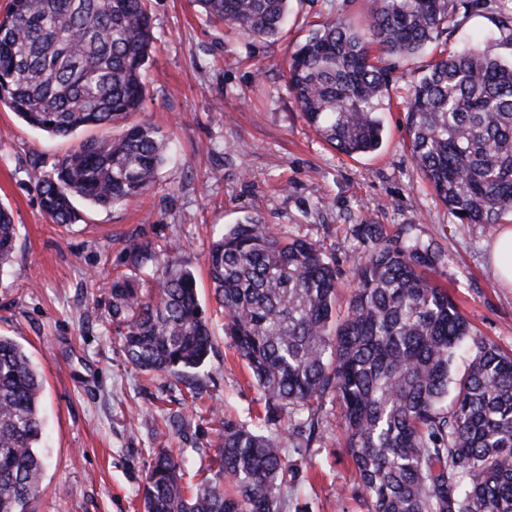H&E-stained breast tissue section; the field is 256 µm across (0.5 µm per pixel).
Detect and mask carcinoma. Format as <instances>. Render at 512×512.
I'll list each match as a JSON object with an SVG mask.
<instances>
[{"label":"carcinoma","mask_w":512,"mask_h":512,"mask_svg":"<svg viewBox=\"0 0 512 512\" xmlns=\"http://www.w3.org/2000/svg\"><path fill=\"white\" fill-rule=\"evenodd\" d=\"M208 18L262 39L278 36L290 0H197ZM456 0H372L357 26L327 21L291 55L288 86L307 124L348 157L379 149V106L392 81L382 56L412 55L448 32ZM512 46V0H501ZM148 0H8L0 17V105L27 126L83 139L36 191L56 224L79 220L75 201L110 208L150 191L165 143L141 111L154 48ZM123 126L120 134L112 128ZM411 159L461 222L500 223L512 213V61L473 42L438 56L414 86L405 116ZM353 265L355 288L336 310L335 259L258 219L214 240L208 272L228 336L264 397L265 424L289 409L310 442L326 397L340 408L356 493L369 512H512V354L474 343L463 372L458 348L469 321L437 277L442 252L379 224ZM15 224L0 206V271ZM176 248L147 240L126 249L129 272L112 279V319L129 363L180 381L214 348L211 318ZM43 383L22 346L0 336V512H27L42 486ZM212 482L184 483L171 448L154 451L143 512H279L293 475L281 443L220 422ZM234 492H224V482Z\"/></svg>","instance_id":"cac0c4a2"}]
</instances>
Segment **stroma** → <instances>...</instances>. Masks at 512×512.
I'll return each mask as SVG.
<instances>
[{"label":"stroma","mask_w":512,"mask_h":512,"mask_svg":"<svg viewBox=\"0 0 512 512\" xmlns=\"http://www.w3.org/2000/svg\"><path fill=\"white\" fill-rule=\"evenodd\" d=\"M367 7L368 0H292L282 33L261 39L207 20L196 0H151L157 48L140 117L168 136L167 160L150 193L106 209L78 202L81 219L70 226L44 214L36 183L74 138L29 128L0 108V204L17 228L12 263L0 272V334L24 348L44 386L46 468L29 512H140L161 411L182 418L164 441L182 450L185 480L194 485L211 476L209 457L219 443L214 415L257 425L261 396L224 334L207 273L213 237L251 216L330 253L342 305L353 286L352 265L369 249L356 225L379 224L390 235L407 228L440 247V282L477 339L512 352V288L502 287L489 266L492 231L456 219L410 158L406 104L431 51L392 57L384 137L370 154L350 158L324 143L288 87L296 47L325 21L362 23ZM499 12V0L457 8L442 50L455 52L477 38L489 54L511 58ZM134 240L177 243L179 263L197 279L216 340L188 383L143 374L125 357L109 286L124 272ZM191 383L203 390L196 406L183 402ZM319 414L320 437L307 448L294 447L283 427L291 413L268 429L295 473L280 512H368L350 483L335 400L326 399Z\"/></svg>","instance_id":"35a3bbf8"}]
</instances>
